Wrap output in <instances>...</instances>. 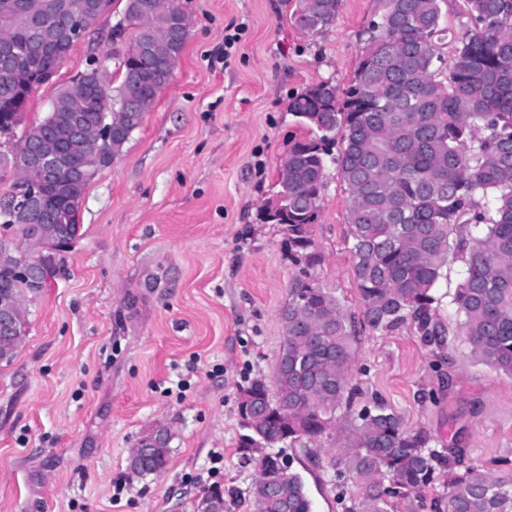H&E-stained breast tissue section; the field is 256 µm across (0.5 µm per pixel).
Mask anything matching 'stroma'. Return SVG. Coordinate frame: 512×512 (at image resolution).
Masks as SVG:
<instances>
[{
	"mask_svg": "<svg viewBox=\"0 0 512 512\" xmlns=\"http://www.w3.org/2000/svg\"><path fill=\"white\" fill-rule=\"evenodd\" d=\"M181 2L189 33L170 83L87 186L80 235L57 256L61 274L27 302L26 336L0 363V512H196L216 484L235 493L228 512H254L256 469L237 450V398L252 379H272L279 312L299 275L279 225L258 221L257 210L302 134L290 97L324 80L346 87L387 0H342L335 23L315 33L294 26L298 0ZM124 6L112 0L54 83L33 93L25 124L43 118L58 84L89 57L127 51L97 35ZM230 25L241 38L227 63H212ZM348 206L328 166L313 226L325 257L319 283L355 322L362 403L382 399L433 447L456 441L465 463L502 471L512 461V376L480 364L455 336L447 295L457 267L437 289L453 331L444 347L409 325L373 331L348 249ZM336 415L317 443L281 447L313 512H345L334 463L347 457L353 416ZM159 425L173 434L166 472L130 473V448Z\"/></svg>",
	"mask_w": 512,
	"mask_h": 512,
	"instance_id": "stroma-1",
	"label": "stroma"
}]
</instances>
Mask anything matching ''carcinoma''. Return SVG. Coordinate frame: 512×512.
I'll return each instance as SVG.
<instances>
[{
    "mask_svg": "<svg viewBox=\"0 0 512 512\" xmlns=\"http://www.w3.org/2000/svg\"><path fill=\"white\" fill-rule=\"evenodd\" d=\"M58 0H31L43 14L46 38L69 55L71 39L55 29ZM442 0H388L374 28L352 83L339 89L322 81L292 97L288 111L309 131L288 150L275 195L288 198V212L277 221L285 232L288 257L300 266L288 304L280 311L283 341L273 383L251 380L240 389L238 414L241 459L261 460L265 475L286 479L269 491L264 479L249 491L255 512H313L301 474L280 454L264 453L276 444L317 442L336 425V409L350 408L360 394L351 384L355 336L340 300L321 288L324 263L316 250L313 224L322 206L328 165H336L350 195L349 251L363 304L374 331L409 323L426 344L442 346L446 329L437 317V283L448 268L460 267L451 296L460 317L455 335L463 337L483 365L512 375V0H465L457 33L442 26ZM342 0H298L293 19L316 32L336 19ZM188 20L180 0H126L124 15L112 26V41L138 28L118 59L120 83L112 86L108 61L79 71L87 92L83 121L96 130L112 114L111 152L117 158L144 113L124 111L125 99L155 102L170 82L182 55ZM10 39L23 44L33 33L26 22L13 25ZM454 42L448 68L438 44ZM64 65L58 57L32 56L15 64L0 88V125L22 124L15 107L26 105L40 87L55 80ZM68 85L58 88L47 114L26 128L19 145L50 142L73 115ZM340 149L333 153L335 135ZM84 167H109L90 145L73 153L71 164L44 183V208L60 218L46 224L53 248L79 236L80 210L91 182L74 174ZM21 229L0 211V244L15 246ZM0 284L22 297L39 290L10 265L0 264ZM27 309L19 311L9 340L0 338V363L9 362L26 335ZM161 435L134 474L168 468L171 432ZM424 431H411L385 402L373 401L356 415L348 439L345 470H336L339 498L351 474L359 510L392 512L410 495L425 505L423 492L438 484L446 492L431 500L433 512H512V471L492 473L478 464L461 465L466 449L451 442L430 447Z\"/></svg>",
    "mask_w": 512,
    "mask_h": 512,
    "instance_id": "obj_1",
    "label": "carcinoma"
}]
</instances>
